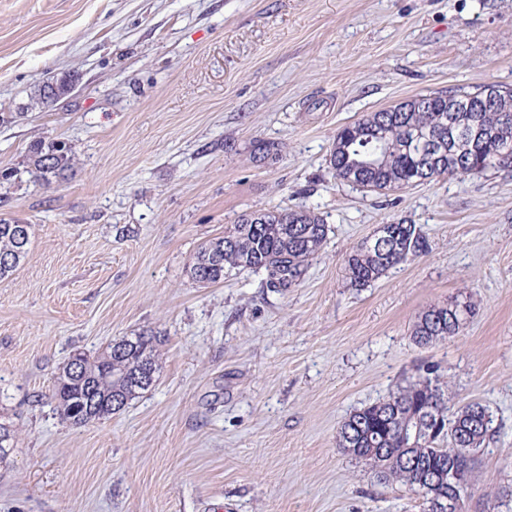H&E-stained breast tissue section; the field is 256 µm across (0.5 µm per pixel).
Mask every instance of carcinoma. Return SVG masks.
I'll list each match as a JSON object with an SVG mask.
<instances>
[{
    "label": "carcinoma",
    "instance_id": "cac0c4a2",
    "mask_svg": "<svg viewBox=\"0 0 512 512\" xmlns=\"http://www.w3.org/2000/svg\"><path fill=\"white\" fill-rule=\"evenodd\" d=\"M444 150L431 176L475 177L501 168L497 155L512 152V88L480 86L434 92L368 112L336 132L329 155L335 178L363 191L386 194L415 185L422 177L430 146ZM76 157L58 138L34 137L24 172L50 186L72 172ZM324 218L304 209H260L239 216L224 235L206 242L189 265L201 285L224 282L241 272L261 276V288L286 294L304 280L326 244ZM31 225L0 219V279L12 275L30 253ZM429 251L420 227L387 222L347 256L350 286L365 288L391 268ZM474 306L468 299L433 305L413 326L417 343L428 345L453 336ZM77 367L58 373L55 414L82 427L109 418L149 390L159 368L155 337H124L89 358L74 356ZM496 433L494 418L479 402L449 406L438 369L428 366L399 386L387 400L354 411L342 423L338 447L363 462L385 483H400L422 497L424 507L448 497V466L458 448L471 449L462 460L468 480L478 454ZM13 425L0 420V462L15 447Z\"/></svg>",
    "mask_w": 512,
    "mask_h": 512
}]
</instances>
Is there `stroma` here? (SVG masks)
<instances>
[{"label":"stroma","instance_id":"stroma-1","mask_svg":"<svg viewBox=\"0 0 512 512\" xmlns=\"http://www.w3.org/2000/svg\"><path fill=\"white\" fill-rule=\"evenodd\" d=\"M76 73L57 110L26 105ZM512 87V0H0V218L31 252L0 280V512H421L336 445L354 411L436 366L452 405L494 414L465 512H512V170L377 195L329 168L339 127L448 88ZM38 135L77 165L21 170ZM265 141L278 153L255 155ZM319 212L327 243L299 287L242 272L201 287L200 246L258 209ZM430 250L367 288L346 256L379 224ZM470 297L460 332L420 345L425 309ZM154 385L73 428L59 369L139 333ZM23 164V172L34 182L50 186L73 171L76 157L68 142L35 136L29 142Z\"/></svg>","mask_w":512,"mask_h":512}]
</instances>
